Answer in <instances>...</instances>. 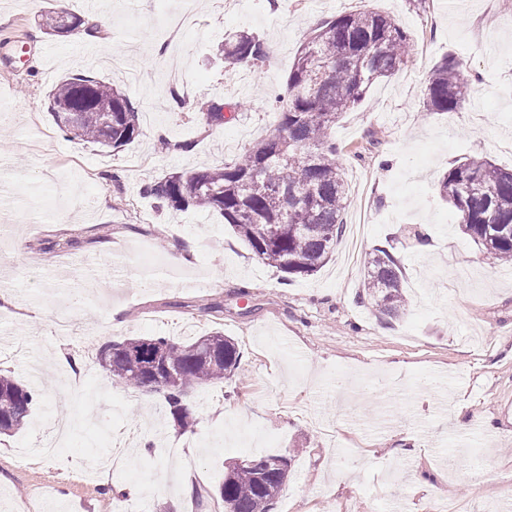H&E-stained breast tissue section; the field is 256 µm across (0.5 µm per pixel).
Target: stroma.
Returning <instances> with one entry per match:
<instances>
[{"label": "stroma", "mask_w": 512, "mask_h": 512, "mask_svg": "<svg viewBox=\"0 0 512 512\" xmlns=\"http://www.w3.org/2000/svg\"><path fill=\"white\" fill-rule=\"evenodd\" d=\"M180 0H102L87 43L50 37L52 9L87 18L84 0H0V44L54 45L27 69L0 62V287L38 314L0 303V369L32 385L28 424L0 436V512L38 493L71 512H224L226 466L291 458L272 512H512V265L490 264L437 183L484 156L512 168V0H194L196 26L171 40ZM375 9L411 37L414 63L376 82L332 137L349 185L346 224L365 225L359 260L338 241L314 275L285 281L214 211L175 210L143 193L175 171L232 161L275 122V99L305 38L337 16ZM269 56L226 68V33ZM121 53L134 80L88 59ZM454 55L472 82L453 112H426L431 67ZM112 82L142 134L115 151L70 139L48 112L64 76ZM239 104L235 119L200 107ZM25 250L15 254V238ZM389 250L409 306L388 319L360 300L373 249ZM176 250L192 254L172 267ZM76 328L59 337V321ZM213 331L237 342L241 373L189 390L197 425L181 431L163 393L134 404L96 360L130 336L176 342Z\"/></svg>", "instance_id": "obj_1"}]
</instances>
